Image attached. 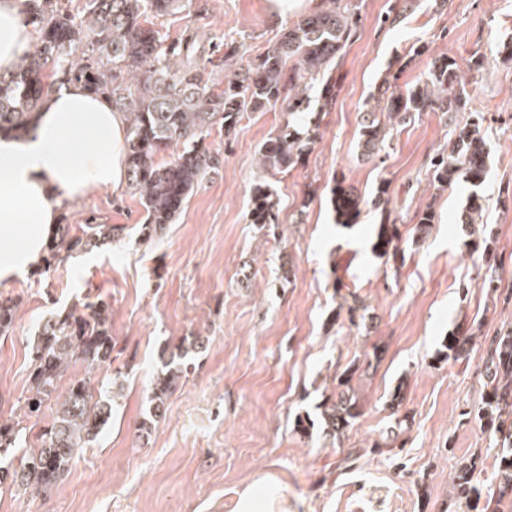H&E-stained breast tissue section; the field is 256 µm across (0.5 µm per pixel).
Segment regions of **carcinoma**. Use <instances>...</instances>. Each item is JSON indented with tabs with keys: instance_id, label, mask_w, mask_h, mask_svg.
Segmentation results:
<instances>
[{
	"instance_id": "cac0c4a2",
	"label": "carcinoma",
	"mask_w": 512,
	"mask_h": 512,
	"mask_svg": "<svg viewBox=\"0 0 512 512\" xmlns=\"http://www.w3.org/2000/svg\"><path fill=\"white\" fill-rule=\"evenodd\" d=\"M192 0H85L73 9L60 0H22L25 22L37 33L36 45L13 72L0 73V134L22 137L34 127L38 111L55 86L79 83L106 96L126 121L127 192L139 198L145 211L147 237L161 233L182 212L189 196L221 166L219 154L206 144L215 128L230 136L248 113L280 110L284 123L259 148V176L251 189L250 221L265 228L279 221L278 202L269 178L288 173L320 138L321 114L336 99V60L356 36L362 0H327L324 10L283 29L254 59L228 70L240 55L228 46L216 58L199 43L198 31L186 27L172 38L163 32L169 17L191 7ZM224 71L215 83L213 70ZM461 67L447 55L435 56L426 79L400 91L389 78L377 87V105L362 112L360 156L378 155L387 142V127L403 126L421 112H440L454 119L471 109L472 98L461 80ZM320 87L322 103L305 117L309 93ZM486 146L479 123L454 127L451 151L432 160L434 182L440 188L457 181L480 186L487 175ZM337 223L351 224L361 208L381 211L375 250L388 253L397 238L391 218L389 186L381 183L367 200L345 181L331 187ZM482 211L477 195L462 211L459 223L471 226ZM110 224H88L80 235L59 231L47 248L46 265L62 254L87 251L114 237ZM18 302L0 298V334L13 325ZM204 347L199 336L176 346L164 361L150 396L148 417L140 431H151L164 416L171 390L188 373L185 358ZM93 370L112 362L110 304L87 301L49 320L31 347L30 387L23 416L39 418L55 406L53 421L39 435V448L20 465H0V488L41 495L63 480L77 450L96 440L112 417L113 397H97L86 379L72 380L57 393L73 357ZM488 372L483 406L474 419L493 435L501 450V474L493 502L512 495V330L492 337L486 360ZM351 365L338 377L336 398L324 403L323 433L345 431L362 413ZM17 423L0 424V451L14 447Z\"/></svg>"
}]
</instances>
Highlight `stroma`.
Instances as JSON below:
<instances>
[{"instance_id":"stroma-1","label":"stroma","mask_w":512,"mask_h":512,"mask_svg":"<svg viewBox=\"0 0 512 512\" xmlns=\"http://www.w3.org/2000/svg\"><path fill=\"white\" fill-rule=\"evenodd\" d=\"M395 5L364 0L320 138L274 184L278 224L248 221L256 150L283 122L279 111L256 112L231 137L211 134L221 167L161 235L144 239L143 207L126 191L68 200L60 223L72 233L90 223L119 235L0 279V295L19 301L12 331L0 335V420L21 419L42 324L88 297L110 303L114 342L111 365L90 375L93 391L123 385L97 442L75 455L51 494L0 490V512H236L239 491L265 477L279 483L290 512H483L458 497L456 477L469 467L483 499L500 478V450L472 415L486 392V340L512 329V62L498 53L512 39V0L442 8L414 0L384 23ZM293 22L270 19L262 0H193L189 16L165 27L175 37L193 25L203 43L231 41L252 58ZM423 44L428 53L414 55ZM436 55L485 58L467 86L488 151L476 188L430 184L432 157L471 112L452 123L417 115L379 157H360V115L377 86L388 76L400 89L416 84ZM337 179L366 196L388 183L398 235L388 256L372 250L379 211L365 207L354 224L336 223ZM474 194L483 211L469 230L456 217ZM428 205L435 220L421 235L415 215ZM491 274L494 291L481 286ZM356 303L364 319H351ZM459 329L474 338L458 359L448 335ZM187 336L206 347L163 418L140 434L160 352ZM353 363L363 413L330 438L322 404L336 392V373ZM300 418L307 431L297 430Z\"/></svg>"}]
</instances>
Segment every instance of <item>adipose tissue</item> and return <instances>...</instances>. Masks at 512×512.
Here are the masks:
<instances>
[{"label": "adipose tissue", "instance_id": "adipose-tissue-1", "mask_svg": "<svg viewBox=\"0 0 512 512\" xmlns=\"http://www.w3.org/2000/svg\"><path fill=\"white\" fill-rule=\"evenodd\" d=\"M35 41L17 0H0V73L13 71ZM125 136L122 113L75 83L46 99L26 137H0V278L41 266L61 200L122 189ZM237 512H288V499L260 479L241 492Z\"/></svg>", "mask_w": 512, "mask_h": 512}]
</instances>
